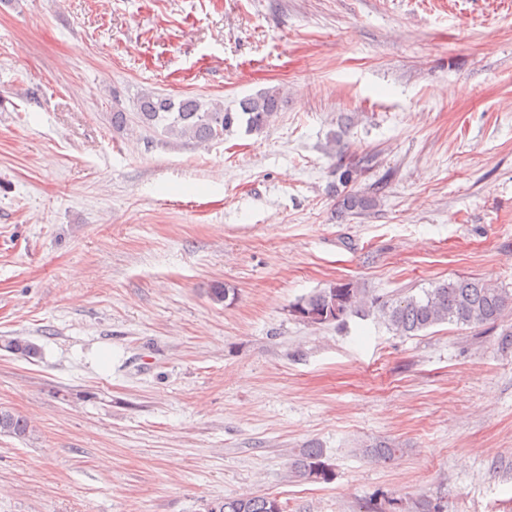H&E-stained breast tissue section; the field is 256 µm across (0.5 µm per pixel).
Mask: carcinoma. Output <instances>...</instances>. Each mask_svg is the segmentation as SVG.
I'll use <instances>...</instances> for the list:
<instances>
[{
    "label": "carcinoma",
    "mask_w": 512,
    "mask_h": 512,
    "mask_svg": "<svg viewBox=\"0 0 512 512\" xmlns=\"http://www.w3.org/2000/svg\"><path fill=\"white\" fill-rule=\"evenodd\" d=\"M282 98L275 90L240 101V111L228 112L224 105L207 102L196 96H172L147 92L137 101L135 118L138 126L161 130L168 137L196 143L222 140L242 125L248 134H260L280 110ZM374 165V156L364 155L346 165H339L338 181L347 188L342 206L362 214L377 204L369 192L348 189ZM372 308L383 312L389 325L404 335H415L440 324H455L493 329L512 312V292L475 277H457L437 284L424 297L406 295L397 299H367L351 282L338 283L300 298L292 312L309 316V323L322 325L342 323L348 317L363 315ZM30 432L28 420L10 410L0 408V435L25 438ZM289 475L296 481L328 482L333 479L324 451L311 443L293 454ZM394 499L372 495L365 512H396ZM208 512H286L278 499L265 495L224 498L211 503Z\"/></svg>",
    "instance_id": "1"
}]
</instances>
